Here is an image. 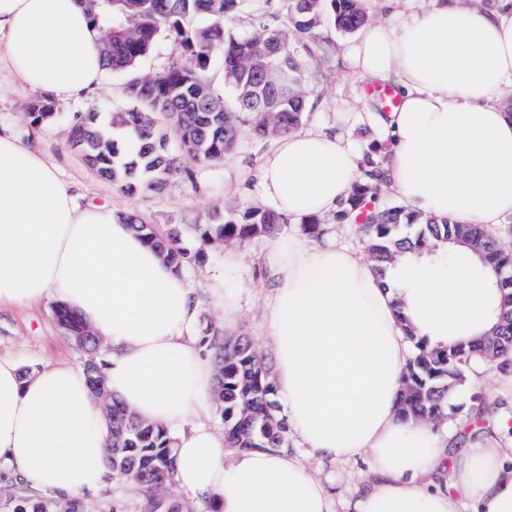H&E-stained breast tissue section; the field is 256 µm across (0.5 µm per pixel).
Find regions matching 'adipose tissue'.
<instances>
[{"label": "adipose tissue", "instance_id": "adipose-tissue-1", "mask_svg": "<svg viewBox=\"0 0 512 512\" xmlns=\"http://www.w3.org/2000/svg\"><path fill=\"white\" fill-rule=\"evenodd\" d=\"M83 0H0V64L17 85L79 99L105 72ZM353 75L392 86L400 104L369 119L390 138L378 160L386 190L425 218L490 227L512 215V0L475 6L430 0L398 26H362L346 50ZM366 151L315 126L280 135L254 177L287 225L262 254V299L275 356L276 399L295 446L238 450L210 422L216 367L193 334L196 288L108 204L87 200L58 166L0 133V308L54 299L76 311L109 351L106 385L175 440L178 488L219 512H339L301 460L364 462L374 475L353 512H512V457L491 439L450 448L447 428L402 420L410 336L431 347L492 332L499 299L428 253L401 256L388 280L351 248L297 230L336 213L362 177ZM109 423L81 370L64 360L22 377L0 355V471L59 499L111 488Z\"/></svg>", "mask_w": 512, "mask_h": 512}]
</instances>
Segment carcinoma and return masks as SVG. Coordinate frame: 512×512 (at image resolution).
<instances>
[{"instance_id": "cac0c4a2", "label": "carcinoma", "mask_w": 512, "mask_h": 512, "mask_svg": "<svg viewBox=\"0 0 512 512\" xmlns=\"http://www.w3.org/2000/svg\"><path fill=\"white\" fill-rule=\"evenodd\" d=\"M325 1L330 2L327 15ZM246 2L88 0L98 32L97 51L106 69L126 77L124 93L129 101L107 122L92 109L70 125L68 142L90 170L129 194L144 188L160 191L171 178L189 175L193 165L223 163L243 123L257 138L296 129L308 108L298 59L300 40L315 37L326 20L337 31L351 34L369 19L364 0H281L286 25L263 26L248 36L235 37L230 23ZM199 17L206 24L190 26ZM161 34L181 49L188 62H176L156 75L139 74L140 59ZM218 55L223 58L224 83L233 91L229 100L213 85L211 64ZM26 109L34 124L56 118V106L50 100H34ZM368 165L366 180L354 185L335 220L340 223L352 216L358 221L356 232L368 244V260L378 277L387 278L407 250L437 253L441 263L456 265L460 255L447 246L460 241L486 249L488 263L475 267V274L504 267V282L497 289L500 303L491 310L500 343L492 344L485 337L431 349L424 340L408 336L413 357L398 402L400 417L434 425L458 418L477 423L481 407H476L474 416L461 414L449 398L466 388L468 371L475 364L485 362L501 370L512 366V322L499 321L502 312L512 310V259L479 225L446 220L437 224L406 205H375L373 182L381 180L383 172L372 160ZM126 223L177 273L206 261L204 249L191 252L182 245L176 225L160 229L135 214L127 215ZM282 227L278 215L259 208L246 210L239 219L215 211L207 222L193 225L205 244L270 237ZM54 313L75 348L88 355L83 371L109 420L112 469L120 476L130 468L139 473L140 512H183L185 504L178 498L170 493L158 495L176 472L173 439L166 429L141 420L137 427H129L131 415L107 390L98 359L99 341L67 306L56 305ZM202 342L214 349L219 368L214 401L224 421L225 440L233 448L288 447V424L276 414L275 386L263 355L248 339L227 337L216 326L206 327ZM4 506L9 512H81L73 500L29 495L19 484L6 493Z\"/></svg>"}]
</instances>
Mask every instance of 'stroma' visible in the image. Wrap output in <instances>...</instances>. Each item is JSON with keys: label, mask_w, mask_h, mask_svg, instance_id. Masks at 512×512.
<instances>
[{"label": "stroma", "mask_w": 512, "mask_h": 512, "mask_svg": "<svg viewBox=\"0 0 512 512\" xmlns=\"http://www.w3.org/2000/svg\"><path fill=\"white\" fill-rule=\"evenodd\" d=\"M352 37L335 30L332 23H324L318 40L307 41L300 51L303 69V88L308 97V118L311 125L325 128L343 127L357 146L385 143L382 130L365 120V113L372 105L367 94L368 86L349 71L342 49ZM17 83L8 67L0 68V130L17 136L25 145L55 161L65 180L81 185L87 196L99 204H112L123 210L137 213L146 223L158 226L179 224L185 226L184 243L195 249L198 237L189 232L192 224L204 223L213 210L235 209L244 212L261 207L257 193L242 196L229 194V184L242 180L248 168L260 156L271 150L275 136L253 139L249 131H242L234 149L222 165H198L190 175L172 179L158 193L143 190L135 194L123 192L119 186L92 172L68 143L67 129L74 115L99 109L103 114L123 110L127 100L123 80L112 73H104L98 88L86 98L57 102L58 119L31 125L26 115V96L17 93ZM361 112V119L348 120L345 106ZM268 244L267 237H256L240 242L243 254L241 266L233 271L224 268V245H208L205 266L185 270L188 281L199 280L209 272L223 273L227 284L243 291L242 311L237 327L239 334L251 339L261 354L270 355L263 336V310L258 296L262 286L258 264ZM55 301L49 300L32 307L0 309V354L14 357L20 365L40 368L51 358L63 359L81 365L82 355L59 328L55 315ZM484 383L474 389L464 390L452 399L453 404L470 407L472 395H480L485 402V432L494 437L503 452L512 455V434L502 428L501 422L512 420V372L489 368ZM305 464L320 473L322 478L335 481L337 489L351 494L364 488L370 476L359 464L333 465L312 457H305Z\"/></svg>", "instance_id": "stroma-1"}]
</instances>
